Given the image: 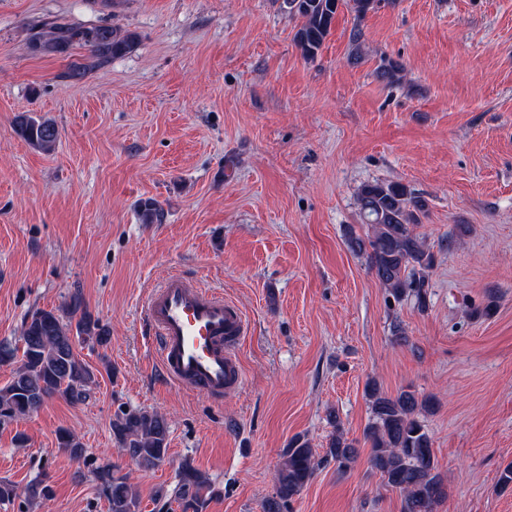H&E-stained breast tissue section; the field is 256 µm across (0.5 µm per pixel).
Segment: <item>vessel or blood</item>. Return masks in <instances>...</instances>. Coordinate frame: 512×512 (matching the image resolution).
<instances>
[{"instance_id": "obj_1", "label": "vessel or blood", "mask_w": 512, "mask_h": 512, "mask_svg": "<svg viewBox=\"0 0 512 512\" xmlns=\"http://www.w3.org/2000/svg\"><path fill=\"white\" fill-rule=\"evenodd\" d=\"M143 314L157 338L167 380L215 399L240 390L238 347L248 323L223 292L202 288L176 271L147 290Z\"/></svg>"}]
</instances>
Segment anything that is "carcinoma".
I'll list each match as a JSON object with an SVG mask.
<instances>
[{
	"label": "carcinoma",
	"instance_id": "cac0c4a2",
	"mask_svg": "<svg viewBox=\"0 0 512 512\" xmlns=\"http://www.w3.org/2000/svg\"><path fill=\"white\" fill-rule=\"evenodd\" d=\"M288 14L299 20L295 42L306 60H314L331 33L340 8L356 18L364 17L377 0H283ZM137 36L121 33L109 25L74 26L57 21H40L30 28V43L38 51L68 57L76 46L88 48L83 61L68 64L59 78L81 81L87 72L112 61L134 48ZM18 134L32 147L50 152L59 139L57 124L29 113L18 115ZM362 223L369 234L362 238L351 230L347 243L364 253L369 270L378 283L398 302L412 299L421 311L427 307L430 283L428 271L435 256L417 232L427 202L397 182H369L357 192ZM147 224H160L163 210L151 199L141 202ZM23 352L12 379L0 386V421L37 411L45 399L60 395L76 404L86 401L93 371L76 353V342L92 340L98 346L110 341V330L95 318L78 296L61 309H37L23 323ZM372 421L364 432L371 444L370 464L385 485L403 497V512H435L448 496V486L437 471L432 439L420 414L434 410L430 396L407 388L394 396L380 392L376 382L366 384ZM334 428L324 456L317 455L310 441L293 438L283 452L275 480L276 489L263 512H290L291 504L313 479L320 465L335 461L343 469L357 458L354 443L345 438L336 413H329ZM113 437L119 448L137 466L152 469L168 459L170 426L167 419L146 408L128 409L112 420ZM59 447L75 457L83 453L77 436L68 430L58 433ZM108 512H139L140 503L130 477L115 464L97 467L95 473ZM217 495L209 478L184 463L175 492L181 512H202L205 501Z\"/></svg>",
	"mask_w": 512,
	"mask_h": 512
}]
</instances>
